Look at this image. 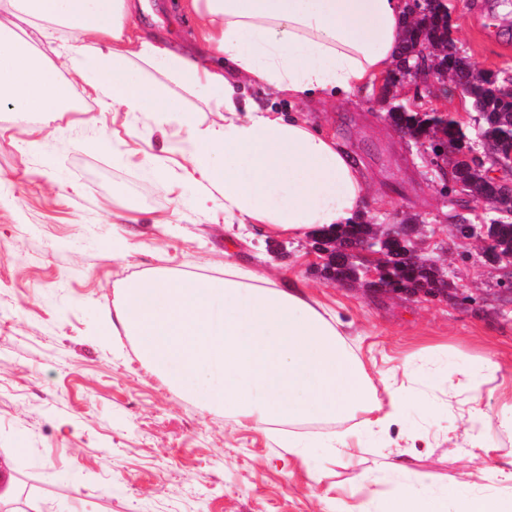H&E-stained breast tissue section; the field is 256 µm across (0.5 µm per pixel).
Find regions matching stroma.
I'll return each mask as SVG.
<instances>
[{
	"label": "stroma",
	"instance_id": "35a3bbf8",
	"mask_svg": "<svg viewBox=\"0 0 512 512\" xmlns=\"http://www.w3.org/2000/svg\"><path fill=\"white\" fill-rule=\"evenodd\" d=\"M144 2L134 25L190 39L193 22L179 16L180 0ZM450 24L476 69L512 74V8L451 0ZM246 93L282 112L303 110L360 162L374 223L435 225L428 254L453 284L452 299L326 281L313 270L318 256L306 238H235L223 208L197 210L198 188L182 178L162 131L131 129L124 113L101 111L92 99L48 126L0 107V465L25 491L23 512H366L371 493L358 476L389 479L394 449L436 486L475 481L463 437L447 432L448 388L458 367L477 368L493 353L512 359V269L486 265L480 245L456 241L448 215L487 220V204L435 178L419 146L388 119L381 83L304 106L267 87ZM423 96L473 128L475 112L451 81L432 83ZM101 137L107 150L96 145ZM145 154L166 160L167 184L142 163ZM116 239L124 242L119 254ZM231 260L305 281L353 322L349 341L368 370L410 365L393 383L422 390L430 409H406L402 425L376 437L358 417L293 425L298 435L348 441L337 453L314 449L304 463L274 434L169 386L144 364L134 338H99L100 322L115 314L114 291L128 279L164 268L220 276ZM20 442L26 453L12 455ZM312 469L319 482L310 481Z\"/></svg>",
	"mask_w": 512,
	"mask_h": 512
}]
</instances>
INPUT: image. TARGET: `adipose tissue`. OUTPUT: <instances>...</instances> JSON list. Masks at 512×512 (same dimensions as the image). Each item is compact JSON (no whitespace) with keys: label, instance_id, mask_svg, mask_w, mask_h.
<instances>
[{"label":"adipose tissue","instance_id":"ef3b65f1","mask_svg":"<svg viewBox=\"0 0 512 512\" xmlns=\"http://www.w3.org/2000/svg\"><path fill=\"white\" fill-rule=\"evenodd\" d=\"M137 8L136 0H0V105L52 122L90 97L171 130L183 145V178L201 188L200 207L221 204L230 225L303 238L364 219L365 177L336 140L298 114L240 98L239 89L306 99L372 83L403 51L408 0H184L196 51L131 27ZM21 22L58 42V52L34 53L16 32ZM149 70L160 82L144 79ZM172 84L202 102L212 121L186 111ZM114 307L150 368L176 387L196 382L207 406L243 426L362 413L366 433L378 434L409 405L426 404L413 388L378 393L347 340L350 323L297 280L235 263L220 276L162 269L120 285ZM459 373L448 390L451 427L471 458L484 461L487 433L512 431V412L485 409L478 390L487 378L512 380V367L492 355ZM495 476L497 488L478 493L435 489L431 473L416 471L374 499L373 512H508L512 467Z\"/></svg>","mask_w":512,"mask_h":512}]
</instances>
